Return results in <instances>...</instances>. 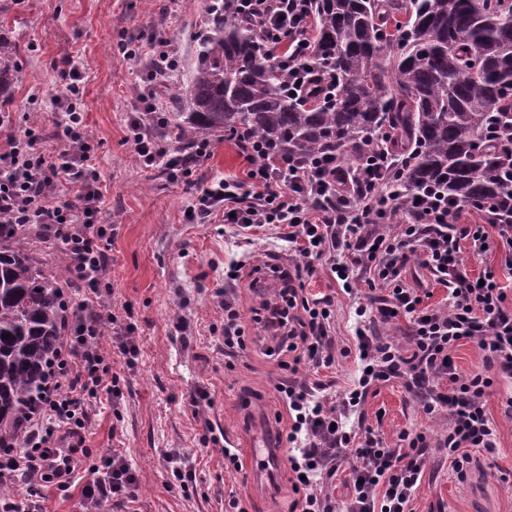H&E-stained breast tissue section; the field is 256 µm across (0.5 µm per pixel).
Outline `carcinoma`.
<instances>
[{
    "label": "carcinoma",
    "mask_w": 512,
    "mask_h": 512,
    "mask_svg": "<svg viewBox=\"0 0 512 512\" xmlns=\"http://www.w3.org/2000/svg\"><path fill=\"white\" fill-rule=\"evenodd\" d=\"M218 6L197 38L189 111L168 118L176 140L244 131L290 156L332 153L352 168L384 148L404 160V194L436 190L512 216V0H313L304 64L335 76L325 104L288 96L255 29ZM15 51L0 42V86L23 79L9 65ZM23 236L0 223V448L21 442L76 317L61 298L65 255L47 275Z\"/></svg>",
    "instance_id": "carcinoma-1"
}]
</instances>
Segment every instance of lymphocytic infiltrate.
Instances as JSON below:
<instances>
[{
	"label": "lymphocytic infiltrate",
	"instance_id": "f902f5d3",
	"mask_svg": "<svg viewBox=\"0 0 512 512\" xmlns=\"http://www.w3.org/2000/svg\"><path fill=\"white\" fill-rule=\"evenodd\" d=\"M236 15L255 20L260 40L276 49V61L288 77L294 96L325 94L329 81L301 68L299 60L313 47L312 0H231ZM67 95L61 100L63 120L55 136L65 148L46 156L35 146L33 129L9 136L0 148V215L8 223L40 226L46 237L62 247L70 280L101 295L112 257L100 243L98 228L103 203L101 174L95 164L94 144L87 133L82 101L83 76L77 66L63 70ZM141 115L128 127V139L142 166L160 169L173 183H190L194 164L210 153L201 141L185 157L169 155L166 147L144 130L142 115L161 119L151 92L136 95ZM248 163L243 180L212 182L198 195L189 217L209 221L216 211L231 215L239 228L274 224L284 228V241L302 257L301 263L278 271L281 287L275 300L262 302L261 320L272 329L280 369L296 373L308 362L331 366L335 345L330 335L333 301L309 297L303 288L304 259L324 253L340 254L332 264L346 294L367 283L371 292L356 313L364 323L356 330L358 359L363 371L349 388L340 407L328 406L321 381L289 380L277 390L288 407L291 422L286 441L288 466L296 497L291 512H337L336 504L319 487L323 473L332 471L343 449L355 448L353 492L344 512H408L433 452L446 454L458 477H465L468 449L494 451L496 430L486 413V400L498 378L512 379V306L493 271L473 279L461 270L462 248L472 254L502 246L512 252V224L487 211L482 224H461L462 210L438 192L406 200L409 215L394 225L390 219L401 200L392 180L397 161L388 151L370 156L354 170L358 185L349 191L335 158L321 156L300 163L275 147L249 135L240 139ZM70 188L73 200L62 199L60 188ZM391 231H384V224ZM428 269L448 290L447 308L425 306L419 289L404 277L410 260ZM406 318V344L380 341L369 334L372 321ZM104 316L91 309L80 315L72 333L58 351L52 373L35 400L23 430L21 446L0 449V485L20 478L71 480L78 446H52L54 433L81 435L89 405L99 390H116L112 364L99 345ZM483 353L482 371L458 373L451 356L461 342ZM401 378L431 419L447 418L448 431L437 440L414 429L402 431L396 447H389L374 429L357 434L346 420L360 412L373 386ZM137 476L118 454L104 452L82 487L84 512H112L132 497Z\"/></svg>",
	"mask_w": 512,
	"mask_h": 512
}]
</instances>
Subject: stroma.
<instances>
[{
    "label": "stroma",
    "mask_w": 512,
    "mask_h": 512,
    "mask_svg": "<svg viewBox=\"0 0 512 512\" xmlns=\"http://www.w3.org/2000/svg\"><path fill=\"white\" fill-rule=\"evenodd\" d=\"M206 19L207 0H0V37L15 43V63L24 74L10 89L5 111L13 123L0 128V143L11 130L35 122L43 129L37 148L49 156L61 151L62 143L51 135L61 119L59 72L73 62L84 75V118L96 145L104 194L99 224L107 230L112 257L104 302L114 314L130 315L139 354L133 366H126L112 346L111 328H104L100 345L112 361L121 394L102 395L90 407L78 473L88 477L105 449L125 457L139 482L123 512H224L233 496L246 512H289L295 498L287 446L277 450V475L270 481L251 479L245 466L225 468L224 450L243 448L258 427L275 435L288 429V412L275 389L288 374L265 356L268 333L256 322L255 310L279 286L272 266L298 260L299 254L272 231L253 230L245 244L222 219L187 221L197 189L214 179L245 178L248 164L236 140L212 139L209 156L193 174V191L140 165L126 140L129 122L138 114L134 87H149L158 105L173 111L172 99L185 90L183 74L195 64ZM155 34L176 49L180 69L150 82L121 47L148 44ZM245 252L259 260L261 272L245 268L237 279L226 278V263ZM333 261L327 254L313 259L315 272L306 278L305 291L332 298L336 345L351 348L359 300L330 277ZM226 289L236 294L242 322L254 338L237 353L224 350L219 294ZM299 374L322 380L334 401L357 378L359 363L355 356L340 355L332 367L319 371L300 364ZM201 388L209 399L194 403ZM509 393L512 379L501 380L486 402L497 430L496 453L470 449L462 480L442 454H434L411 512H512V417L502 406ZM349 425L373 428L392 446L407 429L425 430L435 439L448 428L446 419H428L398 380L373 388ZM178 458L195 473L183 484L172 474ZM14 494L22 499L36 495L47 512H83L77 485L64 489L55 480L36 481L16 485Z\"/></svg>",
    "instance_id": "obj_1"
}]
</instances>
